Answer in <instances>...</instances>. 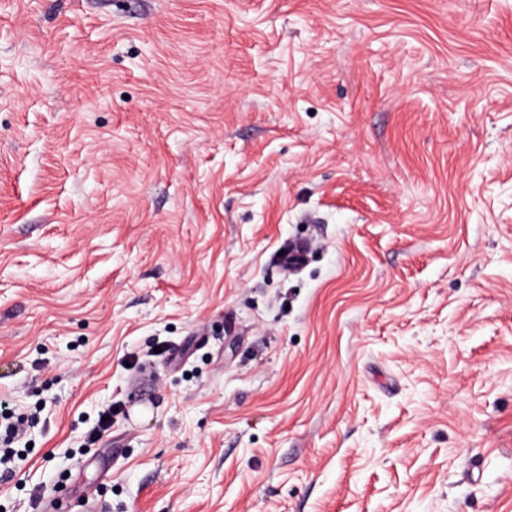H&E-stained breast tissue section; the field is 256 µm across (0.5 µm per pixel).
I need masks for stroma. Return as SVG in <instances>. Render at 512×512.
<instances>
[{
    "label": "stroma",
    "instance_id": "stroma-1",
    "mask_svg": "<svg viewBox=\"0 0 512 512\" xmlns=\"http://www.w3.org/2000/svg\"><path fill=\"white\" fill-rule=\"evenodd\" d=\"M0 397V512H512V0H0ZM2 420L5 421L4 434H2ZM37 423L38 418L35 414H19L15 416V414L8 409L6 401H0L1 478H9L11 477L9 474H12V470L8 466L15 456V450L12 448V444L18 442L27 432V429L34 427Z\"/></svg>",
    "mask_w": 512,
    "mask_h": 512
}]
</instances>
